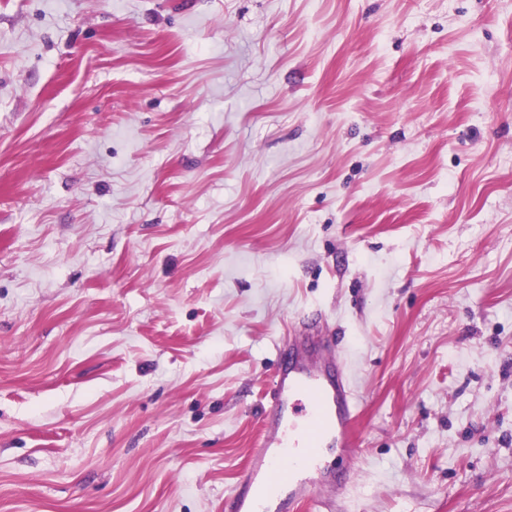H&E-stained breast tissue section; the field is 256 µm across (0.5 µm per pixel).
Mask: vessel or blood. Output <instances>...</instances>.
Listing matches in <instances>:
<instances>
[{"instance_id":"1","label":"vessel or blood","mask_w":512,"mask_h":512,"mask_svg":"<svg viewBox=\"0 0 512 512\" xmlns=\"http://www.w3.org/2000/svg\"><path fill=\"white\" fill-rule=\"evenodd\" d=\"M358 402L342 351L313 336L279 347L261 434L226 512H346L361 450ZM332 448L336 463L322 464Z\"/></svg>"}]
</instances>
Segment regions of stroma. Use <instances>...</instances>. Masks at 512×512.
Returning <instances> with one entry per match:
<instances>
[{
	"label": "stroma",
	"mask_w": 512,
	"mask_h": 512,
	"mask_svg": "<svg viewBox=\"0 0 512 512\" xmlns=\"http://www.w3.org/2000/svg\"><path fill=\"white\" fill-rule=\"evenodd\" d=\"M306 323L352 512H512V0H0V512H224Z\"/></svg>",
	"instance_id": "1"
}]
</instances>
